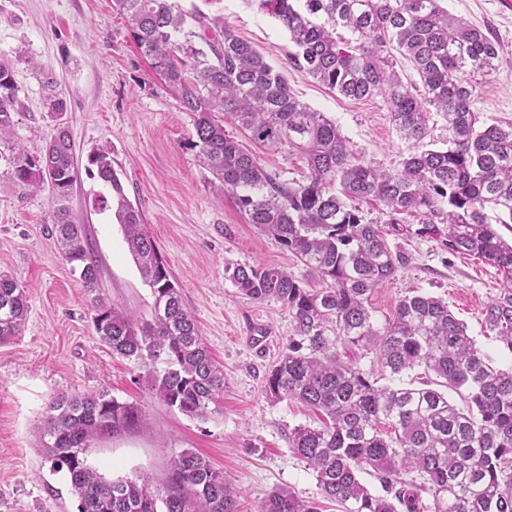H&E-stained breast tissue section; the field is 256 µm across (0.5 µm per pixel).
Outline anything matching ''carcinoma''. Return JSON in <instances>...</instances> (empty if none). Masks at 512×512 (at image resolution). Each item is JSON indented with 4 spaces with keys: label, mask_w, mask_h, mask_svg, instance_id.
<instances>
[{
    "label": "carcinoma",
    "mask_w": 512,
    "mask_h": 512,
    "mask_svg": "<svg viewBox=\"0 0 512 512\" xmlns=\"http://www.w3.org/2000/svg\"><path fill=\"white\" fill-rule=\"evenodd\" d=\"M141 55L196 115L188 149L230 195L248 223L274 237L307 268L300 280L277 266H244L233 279L255 300L280 302L293 336L266 377L267 395L312 411L317 426L294 428L288 442L315 475L318 488L342 512H512V366L503 368L476 346L465 322L439 297L400 299L377 325L371 298L410 258L388 238L434 239L450 254L476 255L503 275L484 305V331L512 355V241L485 213L512 224V122L479 112L471 71L491 75L500 44L487 29L448 14L440 0H258L292 43L288 64L355 101L381 96L390 121L415 150L397 169L359 160L325 113L302 102L283 73L228 29L221 37L206 18L175 9L171 0H115ZM419 82H403L391 51ZM47 109L67 111L49 69L39 72ZM13 66L0 62V143L11 138L17 112ZM448 124V142L430 136L429 110ZM239 126L249 142L299 155L304 182H285L245 144L224 135L216 115ZM10 176L35 191L47 186L54 203L55 245L89 297L97 339L112 355L158 361L149 392L183 415L205 419L224 394V369L171 280L141 213L124 194L109 152L88 165L112 189L97 199L112 209L143 281L151 288V319L118 309L101 288V269L85 225L67 206L78 168L61 129L34 156L11 148ZM380 207L369 221L363 206ZM411 214L416 223L400 216ZM319 281L313 288L309 281ZM25 288L0 273V343L20 335L27 319ZM374 351L383 369L401 376L415 367L464 392L468 409L448 395L412 384L381 385L347 351ZM147 425L137 407L106 391L61 394L40 422L42 448L65 471L77 512H240L238 493L208 457L182 451L161 486L151 477L107 480L87 463L90 441ZM379 484L375 490L360 473ZM428 500H423V495ZM260 512H318L287 489L272 491Z\"/></svg>",
    "instance_id": "carcinoma-1"
}]
</instances>
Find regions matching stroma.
<instances>
[{
  "label": "stroma",
  "mask_w": 512,
  "mask_h": 512,
  "mask_svg": "<svg viewBox=\"0 0 512 512\" xmlns=\"http://www.w3.org/2000/svg\"><path fill=\"white\" fill-rule=\"evenodd\" d=\"M185 13L219 20L284 69L295 95L327 113L364 161L399 167L411 142L393 127L382 98L346 99L290 68L287 31L256 0H175ZM463 23L490 30L502 52L492 75L472 73L478 107L512 122V0H441ZM0 60L13 64L18 111L12 141L40 154L59 127L74 144L78 178L69 198L102 263L103 288L116 306L151 316L152 294L128 252L113 211L93 206L108 186L85 172L89 155L111 151L124 194L139 208L205 342L224 368V394L207 419L182 415L149 396L151 362L113 356L97 339L91 306L71 266L53 243L50 188L32 191L12 181L0 157V272L24 287L29 306L21 335L0 345V512H77L65 473L53 471L38 431L48 404L60 393L108 391L140 407L148 428L90 443L89 463L105 477L149 475L163 484L181 451L196 450L240 492L241 512H258L277 487L290 489L319 512H342L325 498L311 470L294 455L288 435L309 425L300 404L275 402L266 376L285 349L292 324L281 303L243 295L233 272L275 265L303 277L305 268L273 237L250 224L234 201L217 195L212 175L186 143L194 113L151 69L136 47L114 0H0ZM52 69L68 110L52 116L40 68ZM411 261L372 297L384 324L409 291L447 302L478 347L502 366L512 356L481 324L483 307L503 283L500 271L471 256L452 255L431 239L398 240Z\"/></svg>",
  "instance_id": "obj_1"
}]
</instances>
